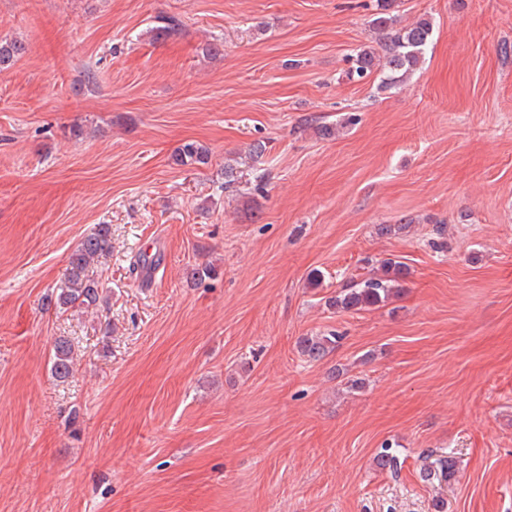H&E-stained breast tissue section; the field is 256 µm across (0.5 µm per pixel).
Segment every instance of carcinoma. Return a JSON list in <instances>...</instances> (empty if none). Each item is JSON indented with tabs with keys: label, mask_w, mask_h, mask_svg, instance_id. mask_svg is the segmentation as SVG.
I'll return each mask as SVG.
<instances>
[{
	"label": "carcinoma",
	"mask_w": 512,
	"mask_h": 512,
	"mask_svg": "<svg viewBox=\"0 0 512 512\" xmlns=\"http://www.w3.org/2000/svg\"><path fill=\"white\" fill-rule=\"evenodd\" d=\"M378 16L373 26L383 36V59L375 52L360 50L351 58L350 74L364 79L373 72H380L381 84L390 88L403 81L422 62L431 42L432 23L421 19L409 27L395 28L390 15L395 0H377ZM152 38L168 39L182 33L181 21L170 15L156 17L150 28ZM26 53L25 46L18 41L0 40V69L10 66ZM209 160L208 149L197 143H186L177 148L172 161L179 166L205 165ZM112 248V228L100 224L94 233L85 237L70 255L64 282L54 296L47 297V306L58 311L96 308L103 302L100 280L93 274V267ZM405 270L401 263L388 261L382 275H373L352 281L340 294L328 298V305L343 310H362L385 305L398 292L399 282ZM337 336H303L298 342L302 355L311 361L321 360L336 344ZM75 359L73 342L60 336L53 344V369L60 378L72 374ZM458 473V461L451 455H439L427 462L422 469V478L428 482H451Z\"/></svg>",
	"instance_id": "1"
}]
</instances>
